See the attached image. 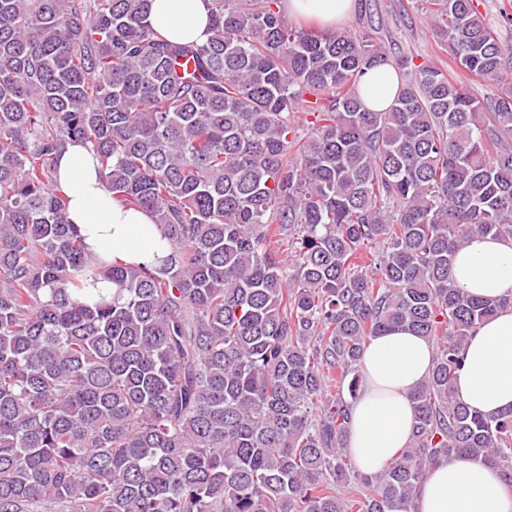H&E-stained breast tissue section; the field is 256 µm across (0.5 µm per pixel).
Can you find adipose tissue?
Segmentation results:
<instances>
[{
	"label": "adipose tissue",
	"instance_id": "ef3b65f1",
	"mask_svg": "<svg viewBox=\"0 0 512 512\" xmlns=\"http://www.w3.org/2000/svg\"><path fill=\"white\" fill-rule=\"evenodd\" d=\"M352 7V0H283L289 16L307 15L331 27ZM152 29L170 40L206 42L208 0H152ZM390 66L370 70L359 96L368 109L387 107L396 92ZM58 183L69 197L68 217L87 250L106 263L139 264L160 245L151 215L123 210L104 191L92 148L68 145L56 164ZM458 284L470 294L500 298L512 295V242L490 235L474 237L458 252L453 267ZM433 345L409 331L374 338L362 365L364 389L351 410L347 450L358 469L378 473L404 448L413 432L410 392L427 375ZM455 396L470 410L498 413L512 408V309L484 322L469 340L456 374ZM418 512H512V499L498 476L485 465L454 459L432 467L419 492Z\"/></svg>",
	"mask_w": 512,
	"mask_h": 512
}]
</instances>
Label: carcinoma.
Listing matches in <instances>:
<instances>
[{
    "label": "carcinoma",
    "mask_w": 512,
    "mask_h": 512,
    "mask_svg": "<svg viewBox=\"0 0 512 512\" xmlns=\"http://www.w3.org/2000/svg\"><path fill=\"white\" fill-rule=\"evenodd\" d=\"M425 2L450 60L502 80L512 48L474 0ZM281 3L210 0L199 44L153 31L151 0H0V512H416L457 458L512 490V409L453 393L512 296L452 275L472 237L512 239V81L486 112L440 65ZM380 65L410 78L370 110ZM76 142L166 256L86 251L54 179ZM101 280L112 298L76 299ZM395 329L434 355L412 438L367 476L351 403ZM397 77L389 66L370 70L359 84V96L368 109L382 110L387 107L395 95Z\"/></svg>",
    "instance_id": "1"
}]
</instances>
